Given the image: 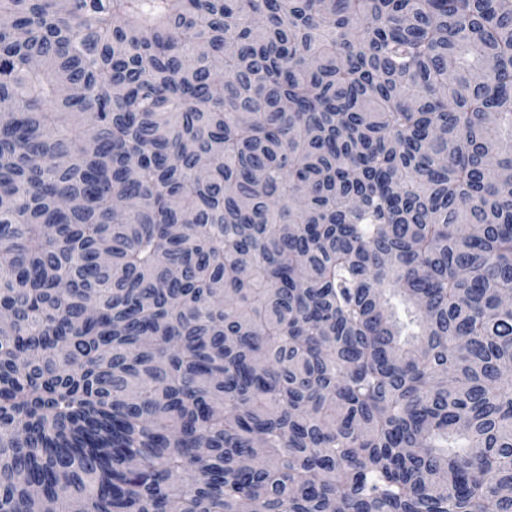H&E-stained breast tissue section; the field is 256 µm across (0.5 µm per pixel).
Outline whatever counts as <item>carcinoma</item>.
<instances>
[{
	"instance_id": "carcinoma-1",
	"label": "carcinoma",
	"mask_w": 512,
	"mask_h": 512,
	"mask_svg": "<svg viewBox=\"0 0 512 512\" xmlns=\"http://www.w3.org/2000/svg\"><path fill=\"white\" fill-rule=\"evenodd\" d=\"M0 14V512H512V0Z\"/></svg>"
}]
</instances>
